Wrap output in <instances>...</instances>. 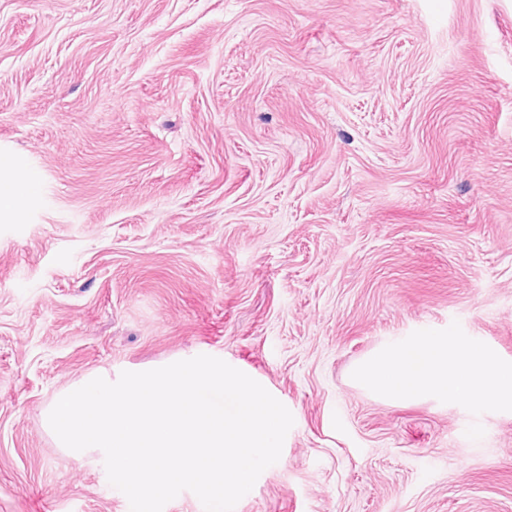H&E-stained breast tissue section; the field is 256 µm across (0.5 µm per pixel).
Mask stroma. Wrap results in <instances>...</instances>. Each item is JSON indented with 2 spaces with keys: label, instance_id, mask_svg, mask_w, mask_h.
Segmentation results:
<instances>
[{
  "label": "stroma",
  "instance_id": "1",
  "mask_svg": "<svg viewBox=\"0 0 512 512\" xmlns=\"http://www.w3.org/2000/svg\"><path fill=\"white\" fill-rule=\"evenodd\" d=\"M0 512H130L45 426L214 355L294 417L234 512H512V413L352 367L512 362V0H0ZM352 377L385 400H471L512 412V365L490 350L465 349L447 334L389 342L360 362Z\"/></svg>",
  "mask_w": 512,
  "mask_h": 512
}]
</instances>
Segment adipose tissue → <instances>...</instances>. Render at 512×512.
Segmentation results:
<instances>
[{"mask_svg":"<svg viewBox=\"0 0 512 512\" xmlns=\"http://www.w3.org/2000/svg\"><path fill=\"white\" fill-rule=\"evenodd\" d=\"M352 377L385 400H471L512 412V365L490 350L464 348L446 334L389 342L360 362Z\"/></svg>","mask_w":512,"mask_h":512,"instance_id":"ef3b65f1","label":"adipose tissue"}]
</instances>
